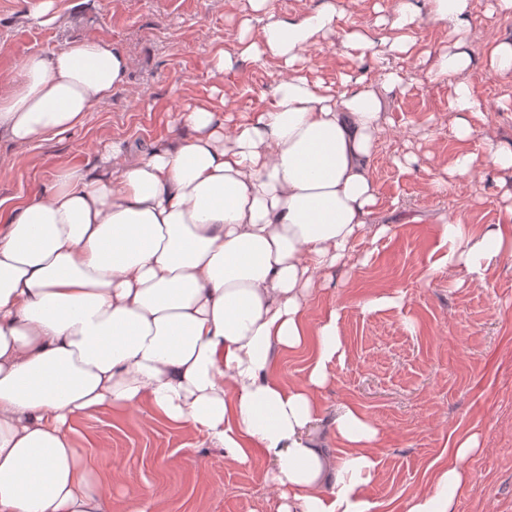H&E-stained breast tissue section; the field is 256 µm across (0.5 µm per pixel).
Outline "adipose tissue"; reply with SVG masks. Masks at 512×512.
I'll use <instances>...</instances> for the list:
<instances>
[{"label":"adipose tissue","instance_id":"ef3b65f1","mask_svg":"<svg viewBox=\"0 0 512 512\" xmlns=\"http://www.w3.org/2000/svg\"><path fill=\"white\" fill-rule=\"evenodd\" d=\"M472 0H429L428 21L448 28L430 81L455 77L449 108L460 140L476 130L464 22ZM335 4L265 24L261 41L241 24L234 51L219 50L215 74L237 59L277 58L270 104L225 114L229 92L186 106L170 137L133 163L119 145L93 167H67L42 195L0 212V512H107L93 467L105 448L75 444L73 420L149 406L155 419L189 426L226 463L255 456L272 468L277 512H377L366 493L376 468L377 426L356 405L333 420L340 455L322 449L320 393L343 360L341 313L315 332L306 310L355 246L389 235L374 223L381 195L369 161L384 126L386 93L403 79L359 78L336 92L298 63L332 33L358 58L379 53L356 26L338 27ZM131 62L105 39L77 40L28 56L0 94V140L26 149L81 127L126 85ZM499 173L508 221L476 230L441 225L432 270L457 284L483 282L512 256V146L486 139L483 154H458L449 181L475 167ZM310 349L304 375L285 381L279 352ZM479 433L459 436L448 464L412 494L406 512H455Z\"/></svg>","mask_w":512,"mask_h":512}]
</instances>
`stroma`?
<instances>
[{
  "label": "stroma",
  "instance_id": "obj_1",
  "mask_svg": "<svg viewBox=\"0 0 512 512\" xmlns=\"http://www.w3.org/2000/svg\"><path fill=\"white\" fill-rule=\"evenodd\" d=\"M493 0H474L467 22L473 64L468 83L478 114V134L460 141L450 131L448 100L453 79L429 81L425 54L448 45V29L415 27L412 55L383 52L362 61L337 36L314 48L305 63L312 79L340 88L343 77L376 78L397 71L403 91L385 97L388 118L371 175L382 195L374 221L391 236L355 249L352 270H337L327 288L310 299L306 316L317 326L340 307L343 362L332 363L322 391L321 434L329 455L340 445L332 420L340 403L357 405L378 426L373 454L377 475L366 488L378 512H406V502L431 481L460 434L476 430L482 451L468 467L471 482L456 496L455 512H512V256L501 259L484 283L454 286L447 271H431L430 252L439 225L457 220L481 228L504 220V204L490 172L473 182L437 189L459 151L482 153L483 134L512 145V75L490 73V41H512V11H491ZM27 0H0V92L20 77L22 61L50 55L75 39H107L131 60L128 81L62 138L26 150L0 142V208L36 198L61 168L94 164L105 144L116 143L126 162L168 136L178 106L210 98L213 87L233 90L239 109L263 108L272 98L279 60H243L229 74L212 71V57L235 44L247 0H57L55 21L28 14ZM417 157L410 171L390 164L404 153ZM381 295L396 305L369 313L361 303ZM82 448L109 449L97 459L101 483L113 468L129 471L152 512H275L277 500L264 479V457L251 465L225 463L198 433L156 420L141 429L136 418L110 411L74 422ZM177 466H166L168 457Z\"/></svg>",
  "mask_w": 512,
  "mask_h": 512
}]
</instances>
